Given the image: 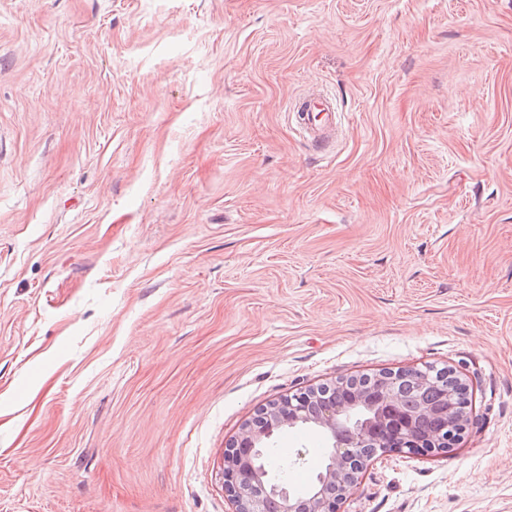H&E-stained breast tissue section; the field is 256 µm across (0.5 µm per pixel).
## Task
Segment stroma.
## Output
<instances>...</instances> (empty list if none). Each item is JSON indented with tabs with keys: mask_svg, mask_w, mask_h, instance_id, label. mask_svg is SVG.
<instances>
[{
	"mask_svg": "<svg viewBox=\"0 0 512 512\" xmlns=\"http://www.w3.org/2000/svg\"><path fill=\"white\" fill-rule=\"evenodd\" d=\"M431 365L339 512H512V0H0V512H235L260 409ZM298 127L308 134L310 143L321 153L329 151V137L336 128L337 114L333 105L322 97L304 96L289 104Z\"/></svg>",
	"mask_w": 512,
	"mask_h": 512,
	"instance_id": "obj_1",
	"label": "stroma"
}]
</instances>
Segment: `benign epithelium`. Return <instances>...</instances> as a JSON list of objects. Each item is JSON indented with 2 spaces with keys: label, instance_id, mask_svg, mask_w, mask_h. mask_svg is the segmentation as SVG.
<instances>
[{
  "label": "benign epithelium",
  "instance_id": "1",
  "mask_svg": "<svg viewBox=\"0 0 512 512\" xmlns=\"http://www.w3.org/2000/svg\"><path fill=\"white\" fill-rule=\"evenodd\" d=\"M443 405L420 402L406 410L395 391L393 373H379L362 385L357 379L339 384L345 399L322 401L319 389H308L269 404L263 416L245 424L224 451V492L237 505L236 512H337L352 494L358 471L350 468L359 450L392 436L394 449L434 452L448 447L469 420L472 402L465 384L450 377ZM420 416L439 418L442 426L424 436L414 432ZM307 426L327 441V462L313 490L304 498L290 495L284 484L265 486L268 472L260 463L274 435L286 428Z\"/></svg>",
  "mask_w": 512,
  "mask_h": 512
}]
</instances>
